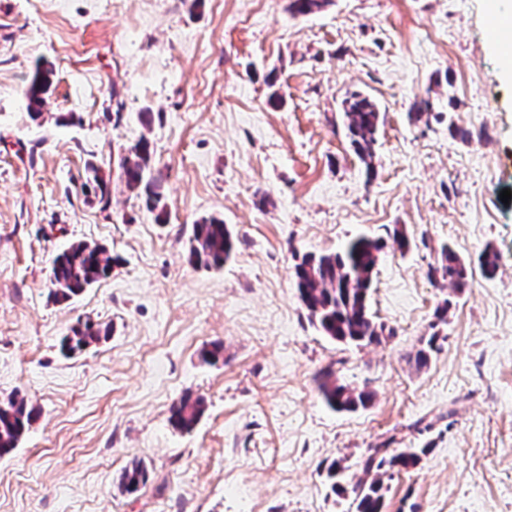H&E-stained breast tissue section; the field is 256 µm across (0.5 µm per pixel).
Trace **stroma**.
<instances>
[{"label":"stroma","mask_w":512,"mask_h":512,"mask_svg":"<svg viewBox=\"0 0 512 512\" xmlns=\"http://www.w3.org/2000/svg\"><path fill=\"white\" fill-rule=\"evenodd\" d=\"M486 4L326 0L300 15L289 0H0V401L38 411L0 457V512H355L374 448L423 451L384 475L386 512H512V85ZM39 62L54 77L35 121L24 90ZM353 92L380 108L371 177L345 135ZM143 136L162 222L120 178ZM205 218L236 239L220 269L188 259ZM394 226L413 247L373 276L386 336L321 335L296 257ZM80 242L119 263L55 300L52 260ZM445 245L492 250L496 276L432 280ZM443 302L448 323L417 367ZM87 321L111 336L63 356ZM214 342L223 358L202 361ZM325 368L370 405L326 406ZM187 391L205 409L183 432L169 410ZM135 462L148 481L127 493Z\"/></svg>","instance_id":"obj_1"}]
</instances>
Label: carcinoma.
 Here are the masks:
<instances>
[{
	"instance_id": "obj_1",
	"label": "carcinoma",
	"mask_w": 512,
	"mask_h": 512,
	"mask_svg": "<svg viewBox=\"0 0 512 512\" xmlns=\"http://www.w3.org/2000/svg\"><path fill=\"white\" fill-rule=\"evenodd\" d=\"M53 69L38 65L24 91L26 110L34 120L38 119L49 97L52 87ZM347 137L356 156L366 165L368 175H373V146L376 143L380 124V110L376 102L361 92L349 94L343 102ZM121 178L128 189L144 198L146 208L164 212L160 192V179L154 172V150L150 141L142 137L128 148V154L120 163ZM392 246L400 253L412 249L411 239L399 228L388 233ZM382 238L360 235L349 240L341 251L319 256L307 254L295 263L292 278L299 298L308 312L311 324L324 336L341 343L370 345L380 341L385 327L374 320L370 309L369 292L374 271L386 248ZM235 241L224 222L215 218L203 219L192 226L190 237V260L206 268H222L232 257ZM116 259L106 254L99 246L73 244L59 253L51 268V281L55 286L53 295L66 300L81 293L87 286L109 276ZM480 274L491 279L498 266L494 253L483 251L477 261ZM433 278L452 283L456 289L466 285L468 266L453 249H441L440 263L431 268ZM449 300L436 309L434 332L425 346L416 354L420 366L428 363L430 353L437 349L440 336L437 327L446 323ZM108 324L91 323L75 328L72 334L61 340L60 350L65 356L84 351L111 334ZM333 371L326 369L319 375L320 389L326 404L337 411H354L367 407L372 395L357 391L332 380ZM204 411V401L190 394L182 395L170 408V421L183 431L191 430ZM36 417V408L15 396L0 403V457L10 454ZM416 451L404 450L388 454L385 448H375L365 457L360 468L363 477L353 487L355 512H385V496L382 475L388 470L409 469L419 463ZM147 482V472L140 463L126 468L120 479L127 492H136Z\"/></svg>"
}]
</instances>
